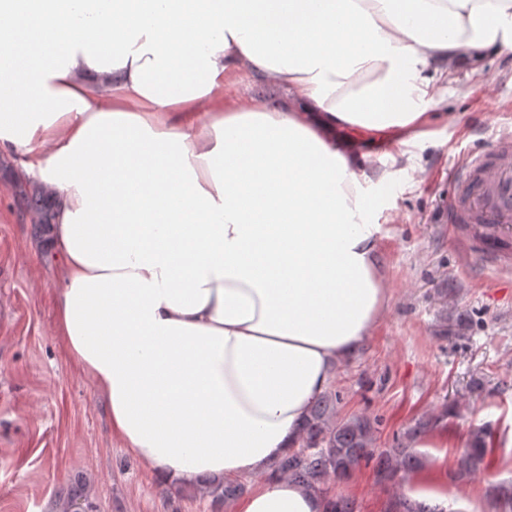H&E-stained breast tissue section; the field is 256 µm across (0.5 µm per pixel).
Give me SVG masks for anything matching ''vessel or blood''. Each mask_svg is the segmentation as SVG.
Wrapping results in <instances>:
<instances>
[{
    "mask_svg": "<svg viewBox=\"0 0 512 512\" xmlns=\"http://www.w3.org/2000/svg\"><path fill=\"white\" fill-rule=\"evenodd\" d=\"M447 220L471 224L489 251L512 237V133H501L488 151L467 156L454 177Z\"/></svg>",
    "mask_w": 512,
    "mask_h": 512,
    "instance_id": "obj_1",
    "label": "vessel or blood"
}]
</instances>
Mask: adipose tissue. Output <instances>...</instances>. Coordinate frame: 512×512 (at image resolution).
Instances as JSON below:
<instances>
[{
	"mask_svg": "<svg viewBox=\"0 0 512 512\" xmlns=\"http://www.w3.org/2000/svg\"><path fill=\"white\" fill-rule=\"evenodd\" d=\"M3 33L0 148L54 193L55 332L113 438L166 484L257 475L234 512H325L273 468L391 302L387 174L336 130L411 157L512 0H0Z\"/></svg>",
	"mask_w": 512,
	"mask_h": 512,
	"instance_id": "adipose-tissue-1",
	"label": "adipose tissue"
}]
</instances>
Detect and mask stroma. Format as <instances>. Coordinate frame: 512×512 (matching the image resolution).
Returning <instances> with one entry per match:
<instances>
[{"label":"stroma","instance_id":"stroma-1","mask_svg":"<svg viewBox=\"0 0 512 512\" xmlns=\"http://www.w3.org/2000/svg\"><path fill=\"white\" fill-rule=\"evenodd\" d=\"M429 139L414 165L396 148L348 129L389 178L371 187L369 223L379 225L390 311L368 343L336 371L343 416L379 425L376 445L394 447L416 420L444 405L448 445L423 454L448 497L501 512L494 488L512 481V248L498 265L481 259L471 225H449L441 200L469 153L512 128V51L489 50L435 82ZM20 155L0 150V512H55L75 477L89 481L99 512H232L228 503L157 481L112 437L108 409L55 334L59 262L31 215L15 204ZM487 424L500 446L483 470L455 479L472 428ZM358 512H386L394 489L360 466L334 486Z\"/></svg>","mask_w":512,"mask_h":512}]
</instances>
